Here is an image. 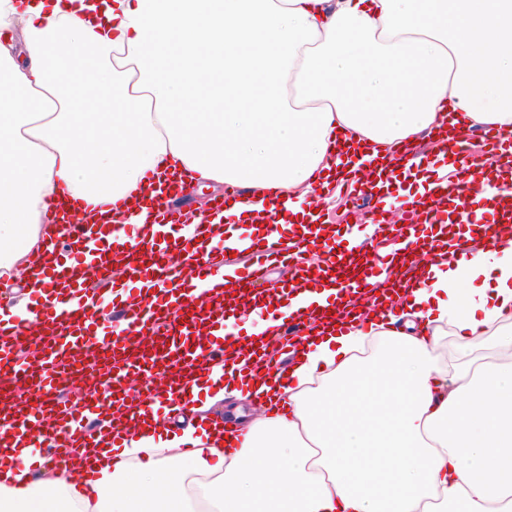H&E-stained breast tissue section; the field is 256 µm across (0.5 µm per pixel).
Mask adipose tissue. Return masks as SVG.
Returning <instances> with one entry per match:
<instances>
[{"instance_id": "adipose-tissue-1", "label": "adipose tissue", "mask_w": 512, "mask_h": 512, "mask_svg": "<svg viewBox=\"0 0 512 512\" xmlns=\"http://www.w3.org/2000/svg\"><path fill=\"white\" fill-rule=\"evenodd\" d=\"M0 277L28 273L58 235L50 200L109 198L111 223L151 221L150 188L184 172L244 188L193 213L238 243V223L302 235L301 204L341 151L392 159L424 132L512 134V0H0ZM201 73L221 98L191 95ZM108 95L112 109L99 111ZM439 240L419 282L368 321L306 338L287 373L237 369L191 403L148 400L111 459L75 481L33 448L0 484V512H512V232L458 256L480 224L424 225ZM337 288L277 297L244 334L314 318ZM492 361L449 363L446 332ZM234 414L222 436L210 410Z\"/></svg>"}]
</instances>
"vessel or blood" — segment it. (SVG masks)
<instances>
[{
    "label": "vessel or blood",
    "instance_id": "1",
    "mask_svg": "<svg viewBox=\"0 0 512 512\" xmlns=\"http://www.w3.org/2000/svg\"><path fill=\"white\" fill-rule=\"evenodd\" d=\"M434 145L437 152L454 156V169L438 179L434 190L406 204L416 223L463 222L471 215L469 197L488 188L495 191L489 225L511 223L512 182L492 178L467 139L441 135ZM394 175L391 163L377 158L349 173L359 193L375 202L370 225L381 242L409 237L407 225L389 221L383 202L382 186ZM187 191V184L176 180L159 187L153 200V222L158 227L154 241L140 240L136 225H124L122 231L133 243L120 263L89 223L79 214L68 215L61 236L46 243L39 272L45 301L34 304L25 317L0 314V483L10 482L14 475L15 441L52 454L60 469L88 476L101 462L93 453L98 436L127 424L122 409L134 377L164 376V383L149 393L157 401L171 396L188 400L194 376L234 365L238 337L216 342L210 334L223 327L228 306L272 305L277 287L255 286L270 260L290 265V282L299 287L310 281L306 253L321 251L320 278L342 281L361 294L371 289L389 259L385 253L372 255L365 243L342 249L311 237L274 247L268 239H255L249 245L251 263L246 271L229 277L223 305L201 304L219 269L188 256L191 239L211 237L212 229L198 224L191 236L182 235L185 221L175 201ZM120 278L136 284L137 300L114 306L112 317L123 327L105 332L95 295ZM92 361L107 381V391L70 403L58 392L60 379H78L82 365ZM82 448L87 456H79Z\"/></svg>",
    "mask_w": 512,
    "mask_h": 512
}]
</instances>
